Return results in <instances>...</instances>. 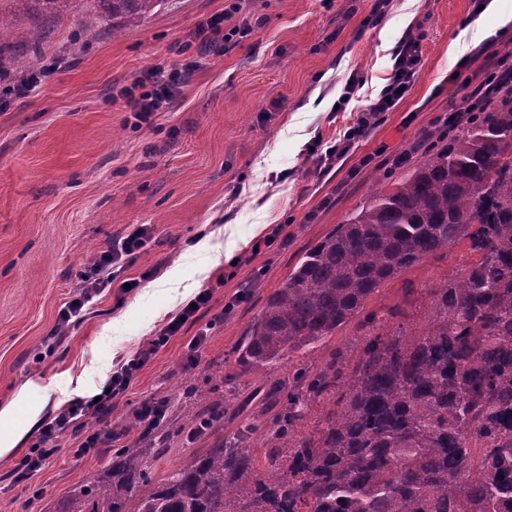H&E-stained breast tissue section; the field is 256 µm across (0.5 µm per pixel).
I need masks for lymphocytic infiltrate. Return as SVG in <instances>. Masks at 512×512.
Returning a JSON list of instances; mask_svg holds the SVG:
<instances>
[{"instance_id":"1","label":"lymphocytic infiltrate","mask_w":512,"mask_h":512,"mask_svg":"<svg viewBox=\"0 0 512 512\" xmlns=\"http://www.w3.org/2000/svg\"><path fill=\"white\" fill-rule=\"evenodd\" d=\"M255 29L251 20L243 24L225 27L223 16L211 18L204 26V35L198 47L202 54H222L235 38L245 37ZM421 36L405 35L394 47L391 54L392 65L385 78V84L374 101L359 113L353 125L347 127L342 138L320 153V167L329 169L337 160L345 157L356 141L366 137L380 122L382 116L392 111L409 92L417 68L421 62ZM196 62H189L184 67L170 71L151 68L146 70L131 84L123 86L116 92L119 99L125 101L131 111L137 112L141 120L155 112L168 107L176 92L186 84L196 71ZM503 88H512V53L492 54L483 70V78L466 98V111H476L478 105L484 104ZM153 235L150 225L140 224L127 235L114 241L112 246L100 253L93 266L83 276V288L79 295L61 309L60 323L81 318L84 306L93 297L106 288L116 285L121 274L132 266L138 252ZM223 280H216L214 286L200 290L182 310L166 320L165 324L147 344L141 346L135 357L123 363L113 372L108 386V393L102 394L100 401L76 399L64 405L46 424L41 436L31 451L24 455L14 466L15 481L28 480L50 462L55 454L50 444L64 434H71L76 440L74 457L83 458L99 454L102 449L111 447L117 439L115 432L108 429L87 431L81 422L89 414L111 412L115 399L123 397L136 380L139 371L149 363L171 340L181 336L184 327L203 309L209 308L217 288L223 287Z\"/></svg>"}]
</instances>
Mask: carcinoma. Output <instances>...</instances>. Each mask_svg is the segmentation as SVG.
Returning <instances> with one entry per match:
<instances>
[{"mask_svg": "<svg viewBox=\"0 0 512 512\" xmlns=\"http://www.w3.org/2000/svg\"><path fill=\"white\" fill-rule=\"evenodd\" d=\"M40 17L61 0H37ZM162 0H94L85 22H133ZM0 17V72L25 60ZM308 250L266 299L234 348L244 372L274 370L359 314L369 337L338 392L336 363L308 378L300 367L280 409L162 478L169 435L155 429L118 448L89 483L43 512H512V90L470 112L454 134L430 143L390 189ZM459 241L463 274L430 289L420 330L364 313L404 270ZM330 406L309 436L297 433L312 405ZM180 429L218 433L224 400L181 417ZM259 435L262 460L246 443Z\"/></svg>", "mask_w": 512, "mask_h": 512, "instance_id": "1", "label": "carcinoma"}]
</instances>
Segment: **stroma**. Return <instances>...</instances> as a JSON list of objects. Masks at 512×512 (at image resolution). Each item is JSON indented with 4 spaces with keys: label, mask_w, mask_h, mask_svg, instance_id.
<instances>
[{
    "label": "stroma",
    "mask_w": 512,
    "mask_h": 512,
    "mask_svg": "<svg viewBox=\"0 0 512 512\" xmlns=\"http://www.w3.org/2000/svg\"><path fill=\"white\" fill-rule=\"evenodd\" d=\"M373 4L162 0L135 22L107 18L88 31L81 20L91 0H66L58 16H44L39 48L21 47L28 70L46 75L22 97L0 82V406L15 403L19 422L32 414L37 422L0 457V512H43L108 462L105 453L75 459L65 436L30 483L12 474L42 421L72 399L100 393L120 361L217 277L226 284L200 315L211 329L196 366H184L196 332L190 325L142 369L113 417L150 398L166 399L171 416L181 417L192 389L211 388L220 367L230 435L273 416L274 391L292 367L316 372L332 361L349 376L365 343L354 322L268 373L241 372L233 349L302 255L368 199L378 174L390 167L407 173L422 157L415 143L463 107L461 81L479 83L485 62L464 30L480 23L492 50H512V0L478 14L471 0H392L371 26L365 19ZM227 10L232 22L251 15L266 23L225 53L199 58L169 108L144 122L112 100L113 86L148 68L197 58L185 43L199 23ZM417 27L424 38L409 93L345 158L320 169L308 148L351 123L350 115L331 113L348 78L361 81L359 103L368 105L393 48ZM454 40L460 52L452 57ZM406 151L409 164L395 165ZM139 224L154 229L127 271L141 277L139 288L104 291L81 319L59 327L60 310L79 294L96 256ZM271 224L285 225L287 246L250 256L249 242ZM468 260L466 243H457L384 283L366 308L380 315L400 308L406 327L422 328L430 288L463 273ZM240 290L244 298L225 311ZM31 484L41 500L29 497Z\"/></svg>",
    "instance_id": "35a3bbf8"
}]
</instances>
